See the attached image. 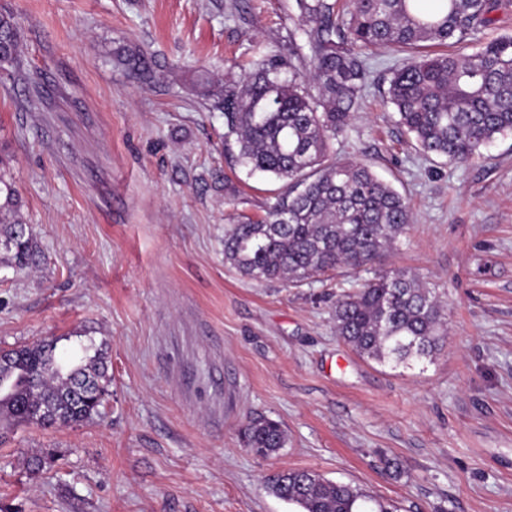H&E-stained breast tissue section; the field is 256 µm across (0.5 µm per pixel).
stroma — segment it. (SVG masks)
I'll use <instances>...</instances> for the list:
<instances>
[{
    "instance_id": "obj_1",
    "label": "stroma",
    "mask_w": 512,
    "mask_h": 512,
    "mask_svg": "<svg viewBox=\"0 0 512 512\" xmlns=\"http://www.w3.org/2000/svg\"><path fill=\"white\" fill-rule=\"evenodd\" d=\"M20 31L0 66V162L36 249L0 251V349L46 340L103 353L92 421L0 440V512H297L266 480L311 470L393 512H512V134L462 164L428 159L370 84L339 157L370 164L412 220L383 269L446 304L432 361L381 365L340 340L341 269L294 287L224 262V227L264 215L282 182L224 154V115L195 86L294 57L295 0H0ZM143 51L132 79L114 52ZM40 83L29 98V78ZM288 443L244 448L248 418ZM44 457L36 471L28 458ZM115 57L117 63L128 70L134 79L142 83L151 82L154 79V69L143 52L123 49Z\"/></svg>"
}]
</instances>
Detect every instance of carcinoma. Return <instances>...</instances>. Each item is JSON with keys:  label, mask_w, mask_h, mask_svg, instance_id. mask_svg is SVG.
I'll return each mask as SVG.
<instances>
[{"label": "carcinoma", "mask_w": 512, "mask_h": 512, "mask_svg": "<svg viewBox=\"0 0 512 512\" xmlns=\"http://www.w3.org/2000/svg\"><path fill=\"white\" fill-rule=\"evenodd\" d=\"M501 0H296V32L306 38L308 69L262 59L242 80L217 94L203 91L224 113V147L236 163L284 182L259 219L224 229V262L259 282L298 286L339 268L369 274L336 297V336L379 364L408 367L430 359L448 335L439 297L416 276L377 263L409 227L406 199L372 167L336 158L367 80L363 51L454 47L491 21ZM20 32L12 13L0 12V63L18 62ZM117 63L136 80L154 79L147 56L124 49ZM288 68L291 76L282 77ZM386 101L397 124L428 158L464 162L499 135L512 133V37L470 53L412 55L394 71ZM0 245L23 264L33 239L22 220L12 183L0 173ZM48 342L23 345L0 363V438L21 424L63 428L100 414L112 379L97 354L86 363L58 360ZM87 382L100 388L81 401ZM244 447L259 456L286 444L280 423L251 418ZM269 491L300 512H390L380 500L307 470H283Z\"/></svg>", "instance_id": "1"}]
</instances>
